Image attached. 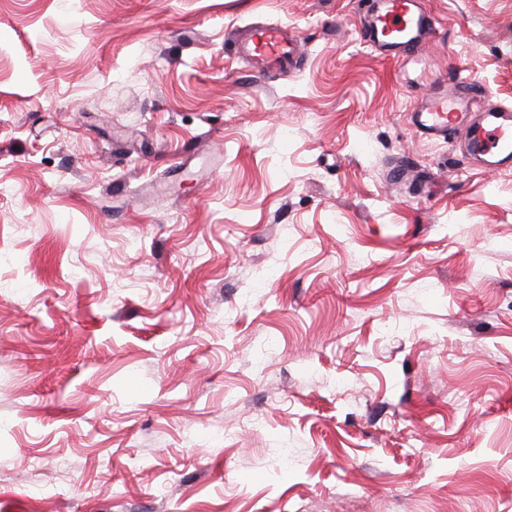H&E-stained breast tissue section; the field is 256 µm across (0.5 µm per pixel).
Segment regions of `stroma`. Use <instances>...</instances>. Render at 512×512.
Masks as SVG:
<instances>
[{
	"label": "stroma",
	"instance_id": "35a3bbf8",
	"mask_svg": "<svg viewBox=\"0 0 512 512\" xmlns=\"http://www.w3.org/2000/svg\"><path fill=\"white\" fill-rule=\"evenodd\" d=\"M427 6L0 0V512H512V171L407 120L512 0ZM437 24L420 0H371L362 21V40L380 56L395 59L432 38ZM239 45L242 56L260 63L264 70H290L298 62V37L281 24L254 26Z\"/></svg>",
	"mask_w": 512,
	"mask_h": 512
}]
</instances>
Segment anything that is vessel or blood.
Listing matches in <instances>:
<instances>
[{
    "label": "vessel or blood",
    "mask_w": 512,
    "mask_h": 512,
    "mask_svg": "<svg viewBox=\"0 0 512 512\" xmlns=\"http://www.w3.org/2000/svg\"><path fill=\"white\" fill-rule=\"evenodd\" d=\"M437 31L435 16L421 0H371L362 21V40L380 56L399 58L417 49ZM246 59L266 70H290L298 62V38L281 24L258 25L244 36ZM451 92L436 89L408 116L410 125L423 137L447 140L463 135L472 154L486 167L512 170V105H497L469 117L468 79L458 81Z\"/></svg>",
    "instance_id": "b4317fda"
}]
</instances>
